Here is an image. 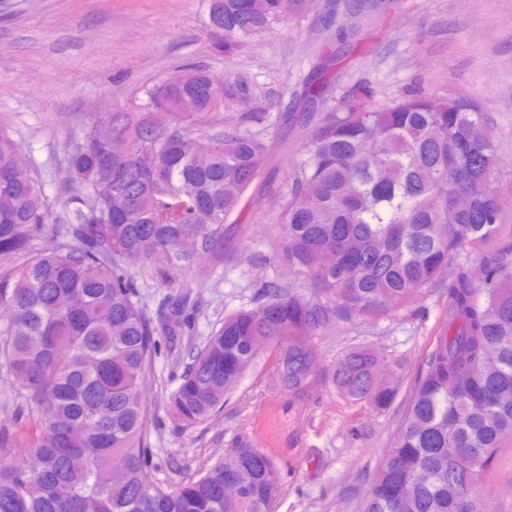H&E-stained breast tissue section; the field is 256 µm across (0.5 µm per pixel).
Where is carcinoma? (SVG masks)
Here are the masks:
<instances>
[{
	"mask_svg": "<svg viewBox=\"0 0 512 512\" xmlns=\"http://www.w3.org/2000/svg\"><path fill=\"white\" fill-rule=\"evenodd\" d=\"M284 18L281 0H211L209 26L231 50ZM334 65L325 56L300 94L302 152L267 225L276 262L294 278L262 280L256 303L216 324L177 376L168 414L184 429L208 420L255 363L257 343L273 348L286 335L275 381L304 399L322 378L314 337L389 314L475 252L478 275L463 264L448 283V328L359 512H489L482 476L512 446V226L485 112L437 95L380 104L363 84L336 97ZM144 96L165 116L114 112L106 138L92 129L68 156L57 217L0 133V303L15 311L0 328V368L39 412L24 450L0 433V512H268L279 493L277 462L249 443L173 490L152 478L153 417L140 383L162 346L192 335L194 302L168 293L151 317L126 259L140 257L161 288L177 287L178 269L202 254L222 264L224 223L254 192L288 114L239 112L198 153L215 112L247 97L214 87L200 68ZM48 228L55 247L33 251ZM323 252L336 262L318 264ZM381 361L354 347L336 359L331 381L344 398L383 409L397 390L376 377ZM112 461L117 472L101 477ZM230 474L242 482L239 498L224 497Z\"/></svg>",
	"mask_w": 512,
	"mask_h": 512,
	"instance_id": "obj_1",
	"label": "carcinoma"
}]
</instances>
